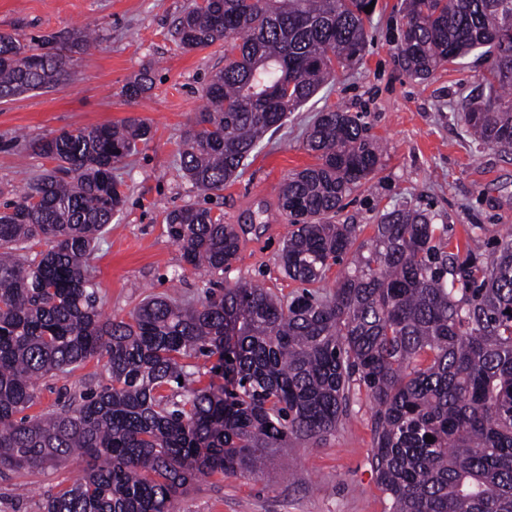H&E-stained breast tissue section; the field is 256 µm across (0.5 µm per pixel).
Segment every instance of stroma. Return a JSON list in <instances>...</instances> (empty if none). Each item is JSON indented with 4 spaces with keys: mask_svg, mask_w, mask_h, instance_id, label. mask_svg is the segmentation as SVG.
Instances as JSON below:
<instances>
[{
    "mask_svg": "<svg viewBox=\"0 0 512 512\" xmlns=\"http://www.w3.org/2000/svg\"><path fill=\"white\" fill-rule=\"evenodd\" d=\"M190 0H0V33L27 39L100 29L101 45L74 55L72 82L58 90L29 92L0 104V203L19 199L29 178L50 160L23 150L27 140L62 130L127 118L148 121L152 140L119 165L125 205L90 260L104 314L128 317L143 299L177 292L203 295L209 277L184 265L165 232L167 211L200 203L178 166L181 134L206 105L205 86L224 66V47L185 51L175 24ZM402 0H376L362 61L336 72L304 106L245 162L240 177L210 201L225 223L242 224L244 236L227 282L245 278L288 296L299 283L286 278L279 255L288 222L277 187L289 174L315 164L304 147L315 114L325 108L359 115L385 152L365 190L345 198L337 223L357 227L359 241L374 234L382 213L420 208L448 227L450 244L471 232L496 246L512 239V157L479 144L469 134L465 103L484 90V57L471 54L418 80L394 50L402 26ZM154 73L143 98L128 100L126 84L140 71ZM104 361L93 358L64 379L41 380L33 413L60 411L67 392L107 381ZM371 410L358 394L349 418L317 445L293 443L268 458L258 475L199 479L179 497L175 512H386V496L369 464ZM82 465L70 459L35 471L0 477V512H42L46 497L70 485Z\"/></svg>",
    "mask_w": 512,
    "mask_h": 512,
    "instance_id": "35a3bbf8",
    "label": "stroma"
}]
</instances>
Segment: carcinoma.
Wrapping results in <instances>:
<instances>
[{"mask_svg":"<svg viewBox=\"0 0 512 512\" xmlns=\"http://www.w3.org/2000/svg\"><path fill=\"white\" fill-rule=\"evenodd\" d=\"M372 0H202L178 18L185 50L224 43L207 105L182 133L180 170L215 195L267 134L336 69L358 60ZM397 57L413 77L481 51L484 102L467 112L479 142L512 154V0H404ZM94 37L0 33V102L71 80ZM150 72L127 86L135 100ZM152 128L138 118L62 131L31 144L57 163L0 211V476L78 457L82 475L43 512H173L195 479L254 472L286 442L316 443L372 403L370 467L389 512H512V240L488 259L478 235L447 250L448 225L424 210L380 217L368 244L337 224L343 199L377 171L380 150L351 113L324 110L279 207L286 298L249 280L192 304L153 296L116 320L90 270L121 210L118 165ZM183 262L222 278L245 229L190 205L164 216ZM47 249L30 257V243ZM350 271L326 289L331 264ZM106 357L109 383L27 415L37 383ZM217 358L203 372L192 360ZM233 374L234 390L215 381ZM434 441H425L426 435Z\"/></svg>","mask_w":512,"mask_h":512,"instance_id":"carcinoma-1","label":"carcinoma"}]
</instances>
